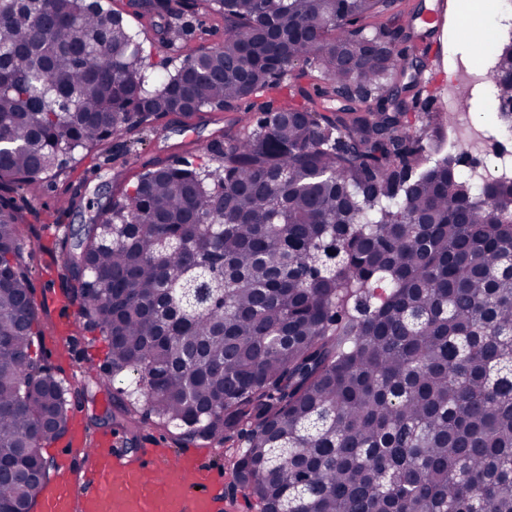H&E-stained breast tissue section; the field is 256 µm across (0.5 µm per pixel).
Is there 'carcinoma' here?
<instances>
[{
	"instance_id": "1",
	"label": "carcinoma",
	"mask_w": 512,
	"mask_h": 512,
	"mask_svg": "<svg viewBox=\"0 0 512 512\" xmlns=\"http://www.w3.org/2000/svg\"><path fill=\"white\" fill-rule=\"evenodd\" d=\"M198 0H141L158 31ZM224 43L148 88L136 34L101 0H0V189L19 191L171 112L257 117L213 168L139 175L64 259L109 349L77 397L190 439L245 440L260 512H512V180L471 181L421 102L428 50L396 0H209ZM322 84L274 104L293 65ZM492 79L512 106V50ZM23 219L0 200V462L19 473L68 423L43 363ZM112 225V240L104 227ZM51 478L0 480L31 512Z\"/></svg>"
}]
</instances>
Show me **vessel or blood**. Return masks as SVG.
Segmentation results:
<instances>
[{"mask_svg": "<svg viewBox=\"0 0 512 512\" xmlns=\"http://www.w3.org/2000/svg\"><path fill=\"white\" fill-rule=\"evenodd\" d=\"M90 467L79 481L56 479L39 500V512H217L215 487L222 472L187 450L170 455L153 448L129 458L102 441L88 447L73 434L59 455V466L73 471L77 458Z\"/></svg>", "mask_w": 512, "mask_h": 512, "instance_id": "obj_1", "label": "vessel or blood"}]
</instances>
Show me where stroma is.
<instances>
[{"mask_svg": "<svg viewBox=\"0 0 512 512\" xmlns=\"http://www.w3.org/2000/svg\"><path fill=\"white\" fill-rule=\"evenodd\" d=\"M443 3L442 36L437 57L429 59L420 74L434 95L432 111L440 113L445 130H452L454 113L448 110V77L461 65L479 63L492 72L498 50L512 42V22L501 21L483 28L473 47L460 43L466 19L459 0H400L404 14L418 13ZM107 9L120 11L125 23L137 34L149 77L173 70L183 58L202 45L224 39V19L200 6L198 13L186 14L183 30L173 41L162 40L149 18L140 16L130 0H102ZM249 115L243 110L225 112L206 109L191 116L173 112L132 132L109 138L90 150L77 153L55 176L35 183L14 202L26 221L24 252L30 269L33 300L38 312V328L45 342L41 346L45 364L64 384H75L87 368H103L108 346L99 334L84 331L75 306L67 298L68 273L63 266L72 235L81 225L92 223L110 201L119 199L137 177L159 164L186 159L193 164L207 160L208 145L224 135L236 133ZM112 408L107 391L96 394L94 402L73 400L70 421L83 428L88 438L118 434L122 449L151 447L165 430L147 421L138 435L123 432L120 425L106 419Z\"/></svg>", "mask_w": 512, "mask_h": 512, "instance_id": "1", "label": "stroma"}]
</instances>
